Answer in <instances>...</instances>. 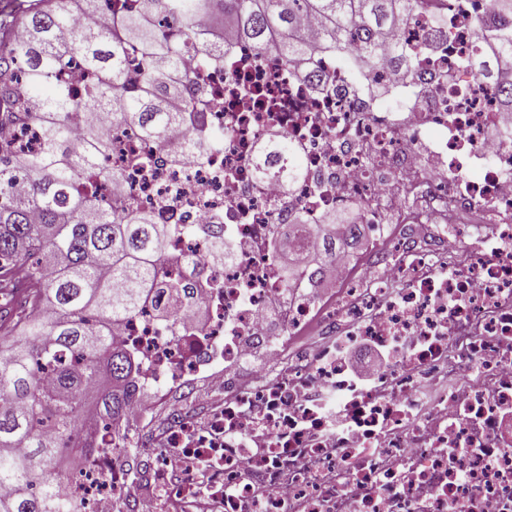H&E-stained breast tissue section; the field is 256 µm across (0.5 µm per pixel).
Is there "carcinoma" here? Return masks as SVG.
<instances>
[{"label":"carcinoma","instance_id":"carcinoma-1","mask_svg":"<svg viewBox=\"0 0 512 512\" xmlns=\"http://www.w3.org/2000/svg\"><path fill=\"white\" fill-rule=\"evenodd\" d=\"M426 2L112 0L120 13L115 25L79 30L73 8L93 14L99 0L6 2L15 5V20L11 31L0 28V512H74L57 472L62 452L84 453L101 420L118 428L132 398L136 360L113 329L151 300L166 323L161 297L181 298L180 282L163 278L173 225L129 201L103 204L100 189L113 172L102 160L112 139L89 123L82 146H71L80 106L104 110L148 144H165L205 86L199 73L176 77L183 54L224 61V45L205 44L198 20L223 18L257 57L274 46L288 66L316 51L297 30L300 16L310 14L322 24L319 49L341 55L349 46L364 66L383 56L408 68L406 51L386 42ZM490 12L494 32L484 19L477 23L479 54L487 57L478 69L487 80L499 62L512 61V0H491ZM158 13L175 19V31L164 35L152 24ZM135 51L143 55L142 79L125 88ZM75 54L94 75L79 89L57 79ZM28 121L41 132L34 154L11 147L17 126ZM297 233L300 250L314 247L324 262L350 245L321 224H302ZM28 303L50 315L29 316Z\"/></svg>","mask_w":512,"mask_h":512}]
</instances>
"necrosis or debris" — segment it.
<instances>
[{
    "mask_svg": "<svg viewBox=\"0 0 512 512\" xmlns=\"http://www.w3.org/2000/svg\"><path fill=\"white\" fill-rule=\"evenodd\" d=\"M488 0H429L394 31L413 64L372 69L320 53L317 82L255 58L203 20L224 62L186 55L209 97L187 111L173 140L205 136L203 157L143 167L164 154L129 127L110 128L108 168L122 195L174 225L169 276L193 295L159 328L153 310L120 338L139 361L124 420L142 425L174 387L217 377L221 401L205 423L175 414L167 445L203 458L180 500L219 512H512V112L473 66L476 17ZM295 149L296 183L282 191L259 166L269 129ZM362 207L376 271L359 279L354 254L337 255L301 284L281 277L270 244L282 224H317L350 202ZM234 246L210 258L214 231ZM280 309L278 323L267 314ZM386 362L371 383L350 369L362 344ZM266 354L253 378L229 371ZM66 484L78 512H161L131 498L129 468L112 438Z\"/></svg>",
    "mask_w": 512,
    "mask_h": 512,
    "instance_id": "obj_1",
    "label": "necrosis or debris"
}]
</instances>
